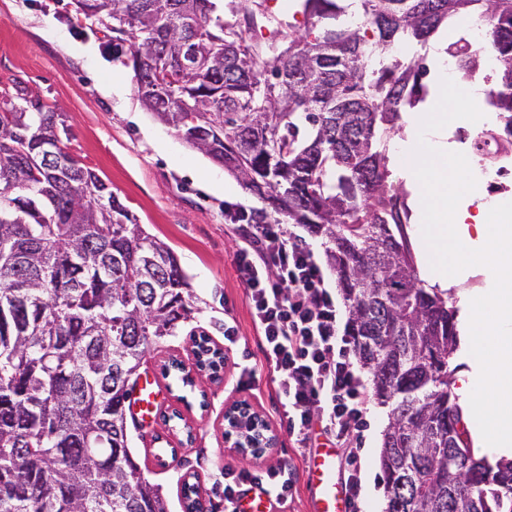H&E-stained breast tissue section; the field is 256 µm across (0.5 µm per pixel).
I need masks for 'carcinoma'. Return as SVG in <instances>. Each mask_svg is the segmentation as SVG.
Here are the masks:
<instances>
[{
	"label": "carcinoma",
	"instance_id": "carcinoma-1",
	"mask_svg": "<svg viewBox=\"0 0 512 512\" xmlns=\"http://www.w3.org/2000/svg\"><path fill=\"white\" fill-rule=\"evenodd\" d=\"M304 29L251 31L263 0H75L127 36L142 105L272 213L324 240L371 393L388 408L385 512H512V459L471 453L450 389L455 310L416 280L387 140L423 103L420 49L455 18L487 17L495 135L512 140V0H300ZM444 52L465 80L481 55ZM0 106V512H168L130 449L127 401L151 350L194 313L173 250L64 142L62 115ZM413 278L389 287L391 269ZM212 377L223 360L193 339ZM185 512H204L183 484Z\"/></svg>",
	"mask_w": 512,
	"mask_h": 512
}]
</instances>
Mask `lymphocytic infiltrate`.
<instances>
[{"label": "lymphocytic infiltrate", "instance_id": "f902f5d3", "mask_svg": "<svg viewBox=\"0 0 512 512\" xmlns=\"http://www.w3.org/2000/svg\"><path fill=\"white\" fill-rule=\"evenodd\" d=\"M225 219L242 235L237 271L245 288L264 358L277 373L276 390L288 432L307 447L314 422L332 443L347 445L367 426V388L356 342L314 252L281 225L249 223L243 210ZM293 469L225 468L224 512H235L241 493L258 488L284 508L293 494Z\"/></svg>", "mask_w": 512, "mask_h": 512}]
</instances>
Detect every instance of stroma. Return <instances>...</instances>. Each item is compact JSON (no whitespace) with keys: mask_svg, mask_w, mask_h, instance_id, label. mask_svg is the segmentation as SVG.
I'll return each mask as SVG.
<instances>
[{"mask_svg":"<svg viewBox=\"0 0 512 512\" xmlns=\"http://www.w3.org/2000/svg\"><path fill=\"white\" fill-rule=\"evenodd\" d=\"M128 42H116L110 28L76 14L73 0H0V91L22 83L29 95L63 115L72 138L70 152L117 194L147 231L177 255L203 305L195 323L224 350L223 379L195 387L163 377L169 357L191 361L187 333L169 338L143 366L158 393L157 414L132 440L145 476L161 484L170 512H183L180 488L195 479L202 502L224 512L215 486L224 466L261 470L294 465L293 497L284 512H315L307 458L329 447L313 431L307 449L297 447L282 419L276 374L264 364L258 334L237 273V240L224 220L228 209L259 210L263 203L235 177L190 148L141 105L134 73L123 65ZM232 317L239 340L224 344L217 324ZM257 364L253 388L237 386L240 366ZM246 402L276 437L260 457L224 443V412ZM388 410L367 405L368 427L362 442L363 512H384L378 463Z\"/></svg>","mask_w":512,"mask_h":512,"instance_id":"35a3bbf8","label":"stroma"}]
</instances>
